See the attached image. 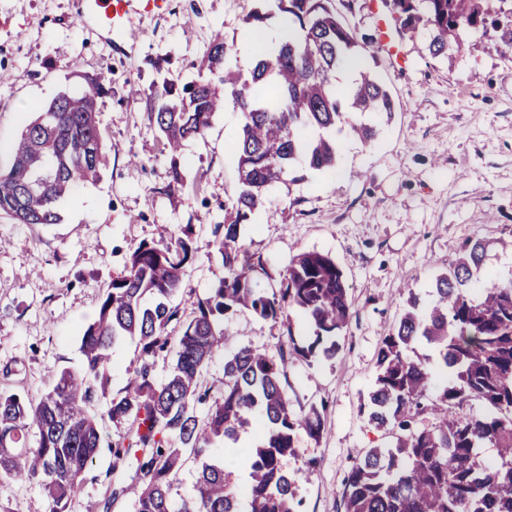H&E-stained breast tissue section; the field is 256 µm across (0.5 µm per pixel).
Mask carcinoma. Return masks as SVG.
Returning a JSON list of instances; mask_svg holds the SVG:
<instances>
[{"label":"carcinoma","mask_w":512,"mask_h":512,"mask_svg":"<svg viewBox=\"0 0 512 512\" xmlns=\"http://www.w3.org/2000/svg\"><path fill=\"white\" fill-rule=\"evenodd\" d=\"M249 28L279 15L292 24L288 38L263 53L247 73L230 64L234 44L217 33L184 81L163 73L147 111L170 155L166 191L181 193L185 178L176 158L182 143L205 136L215 113L228 105L242 114L233 146L238 186L224 201V223L214 227L224 278L198 300L190 319L172 304L186 264L193 258L192 227L174 243L141 242L124 273L112 279L97 318L80 335L79 371L57 373L46 394L34 400L0 392V479L33 480L43 489L48 512H66L84 475L103 448L112 454L109 473L130 480L111 483L105 507L130 493L133 512H240L236 482L210 458L217 443L228 448L241 433L257 434L247 455L246 512H296L297 478L284 467L297 453V435L317 440L322 417L315 407L296 411L285 384L297 359H333L354 314L348 286L336 262L303 252L288 265L278 292L258 286L263 268L240 235L265 205L267 190L298 165L336 170V124L356 114L352 134L365 143L375 127L372 113L392 116L385 84L366 69L337 88L336 72L351 57H375V39L359 33L334 0H257ZM509 0H382L400 36L425 31L438 57L462 47L461 32L477 21L512 17ZM83 86L60 91L29 122L13 146L9 168H0V214L19 224H57V204L85 183L98 182L105 166L97 118L110 88L102 76H82ZM491 242L467 244L435 279L425 303L409 293L392 333L377 354V376L361 411L385 430L388 442L365 448L347 477L344 512H512V281L487 283L483 264ZM302 316L312 329L308 343L293 334L270 357L252 345L224 362V392L204 416L209 398L203 370L234 338L226 321L239 312L277 320ZM180 327L177 336L171 326ZM138 339L142 363L123 391L108 396L107 367L114 344ZM175 349L162 382L154 358ZM107 409H97L103 398ZM477 402L485 412L467 416ZM430 414L434 423L418 429ZM130 424L126 436L107 441L104 420ZM35 434L36 446H25ZM496 449L485 463L479 449ZM193 455L197 495L171 498L178 473Z\"/></svg>","instance_id":"carcinoma-1"}]
</instances>
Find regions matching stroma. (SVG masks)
Returning <instances> with one entry per match:
<instances>
[{"label": "stroma", "instance_id": "obj_1", "mask_svg": "<svg viewBox=\"0 0 512 512\" xmlns=\"http://www.w3.org/2000/svg\"><path fill=\"white\" fill-rule=\"evenodd\" d=\"M257 0H164L125 26L100 15L95 0H0V168L37 105L82 75L103 72L111 91L98 115L106 166L94 184L78 185L58 224H18L0 215V386L39 398L52 376L81 366L79 335L99 299L141 241L192 226L194 257L176 299L191 316L224 275L213 231L237 187L232 145L242 118L216 113L204 137L186 142L180 198L166 190L169 159L150 128L146 97L169 58L173 75L192 78L216 32L233 42L232 63L248 71L245 17ZM461 49L432 57L423 35L396 39L406 59L396 70L380 50L373 72L395 103L373 115L376 137L364 143L336 129L339 169L306 172L271 187L264 207L242 228L261 256L257 278L280 287L291 259L304 251L331 256L344 274L355 314L335 359L296 361L288 371L295 409L317 407L319 440L297 439L286 459L299 473L298 512H344L342 491L359 449L383 445L361 406L372 390L377 353L399 318L401 290L430 301L435 276L478 238L499 241L485 265L492 282L512 279V55L490 46L483 30H465ZM139 85L142 96L129 95ZM238 343L278 355L289 337L309 336L299 316L263 320L243 312L231 320ZM112 463L102 452L67 512H132L129 501L105 508ZM38 484L0 480V512H47Z\"/></svg>", "mask_w": 512, "mask_h": 512}]
</instances>
